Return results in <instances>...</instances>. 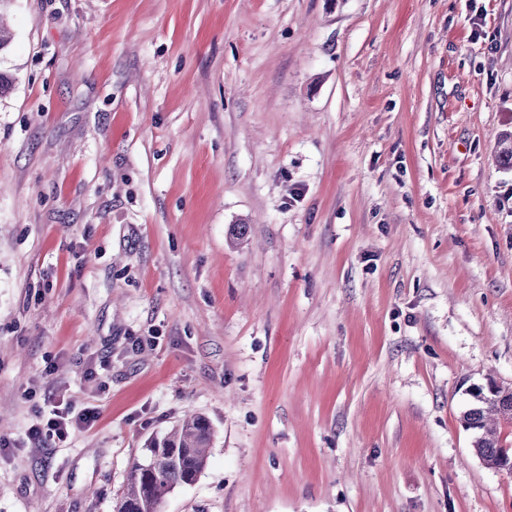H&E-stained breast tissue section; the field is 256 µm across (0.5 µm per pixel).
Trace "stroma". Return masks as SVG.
<instances>
[{
	"label": "stroma",
	"mask_w": 512,
	"mask_h": 512,
	"mask_svg": "<svg viewBox=\"0 0 512 512\" xmlns=\"http://www.w3.org/2000/svg\"><path fill=\"white\" fill-rule=\"evenodd\" d=\"M8 10L0 512H113L188 413L162 512H512L460 423L512 387V0ZM70 412H55L54 417H50L45 425L34 424L29 428V435L35 440L56 437L63 440L69 435V430L79 425H89L98 417V412L94 408L85 409L82 413L75 417H69ZM212 440L209 423L186 415L161 439L150 442L144 463L135 462L115 512H161L165 496L177 484L194 483L204 469Z\"/></svg>",
	"instance_id": "stroma-1"
}]
</instances>
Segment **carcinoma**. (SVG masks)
I'll return each mask as SVG.
<instances>
[{
	"instance_id": "obj_1",
	"label": "carcinoma",
	"mask_w": 512,
	"mask_h": 512,
	"mask_svg": "<svg viewBox=\"0 0 512 512\" xmlns=\"http://www.w3.org/2000/svg\"><path fill=\"white\" fill-rule=\"evenodd\" d=\"M498 162L512 168V133H503L497 143ZM512 415V388L473 395L461 424L475 433V455L491 469L502 463L504 445L497 424ZM212 440L205 418L190 414L177 422L162 438L150 442L145 462L132 465L126 489L115 504V512H161L165 496L178 484L194 483L204 469Z\"/></svg>"
}]
</instances>
